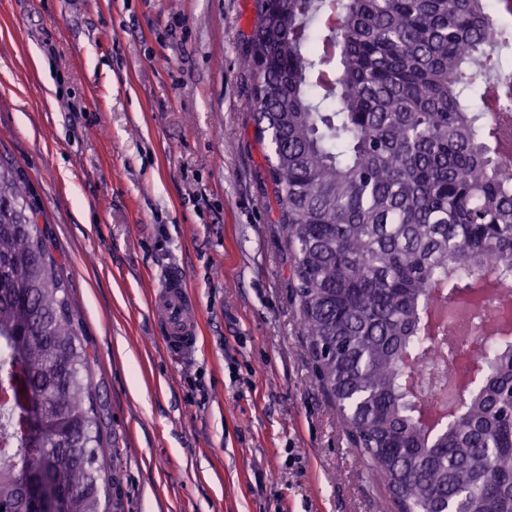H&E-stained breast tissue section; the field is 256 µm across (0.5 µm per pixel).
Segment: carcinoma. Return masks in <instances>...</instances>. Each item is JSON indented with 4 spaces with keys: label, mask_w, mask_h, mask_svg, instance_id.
<instances>
[{
    "label": "carcinoma",
    "mask_w": 512,
    "mask_h": 512,
    "mask_svg": "<svg viewBox=\"0 0 512 512\" xmlns=\"http://www.w3.org/2000/svg\"><path fill=\"white\" fill-rule=\"evenodd\" d=\"M336 11L340 25L324 22ZM499 0H257L243 65L291 259L290 292L318 380L389 499L386 512H512V323L479 317L463 397H423L414 369L459 342L424 314L512 281V83L480 106L512 42ZM0 512H35L34 468L58 512H109L91 357L68 288L0 166Z\"/></svg>",
    "instance_id": "1"
}]
</instances>
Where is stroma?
Listing matches in <instances>:
<instances>
[{
    "label": "stroma",
    "instance_id": "1",
    "mask_svg": "<svg viewBox=\"0 0 512 512\" xmlns=\"http://www.w3.org/2000/svg\"><path fill=\"white\" fill-rule=\"evenodd\" d=\"M255 0H0V163L94 359L122 512H384L318 384L242 65ZM202 316L172 358L150 298ZM152 310L169 352L191 354L199 340L200 309L181 271L164 278L153 294Z\"/></svg>",
    "mask_w": 512,
    "mask_h": 512
}]
</instances>
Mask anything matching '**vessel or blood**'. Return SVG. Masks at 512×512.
<instances>
[{"label":"vessel or blood","mask_w":512,"mask_h":512,"mask_svg":"<svg viewBox=\"0 0 512 512\" xmlns=\"http://www.w3.org/2000/svg\"><path fill=\"white\" fill-rule=\"evenodd\" d=\"M153 317L169 352L191 354L200 333V309L182 272H171L152 297Z\"/></svg>","instance_id":"obj_1"}]
</instances>
